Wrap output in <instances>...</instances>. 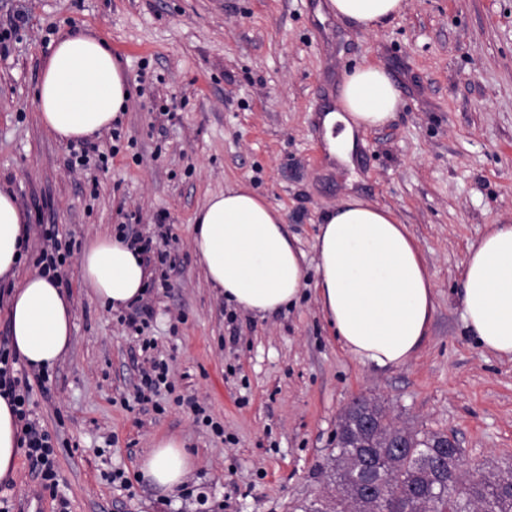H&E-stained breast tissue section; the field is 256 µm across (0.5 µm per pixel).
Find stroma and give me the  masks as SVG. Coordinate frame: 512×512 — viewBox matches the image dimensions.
I'll use <instances>...</instances> for the list:
<instances>
[{"mask_svg": "<svg viewBox=\"0 0 512 512\" xmlns=\"http://www.w3.org/2000/svg\"><path fill=\"white\" fill-rule=\"evenodd\" d=\"M326 0H0V26L26 24L0 56V189L30 214L28 252L6 287L35 275L43 225L72 244L60 271L74 308L71 343L34 387L54 439L56 492L25 456L0 478L13 512H292L327 495L344 409L377 400L397 424L451 433L472 464H512V358L480 348L463 317L468 246L512 221V0H405L368 32ZM106 40L131 96L117 130L94 138L107 162L73 166L77 143L40 122L34 93L52 45L73 29ZM382 67L401 106L331 155L317 109L342 76ZM243 186L283 214L306 254L299 302L261 317L208 283L193 218ZM394 211L435 281V311L415 358L361 363L321 314L316 237L348 196ZM174 239L142 335L93 301L78 275L86 243L132 224ZM154 340L153 353L141 349ZM169 368L155 407L136 401L148 356ZM177 436L194 465L163 494L140 471L155 439ZM123 480H115V472Z\"/></svg>", "mask_w": 512, "mask_h": 512, "instance_id": "stroma-1", "label": "stroma"}]
</instances>
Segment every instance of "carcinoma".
Segmentation results:
<instances>
[{
    "label": "carcinoma",
    "instance_id": "obj_1",
    "mask_svg": "<svg viewBox=\"0 0 512 512\" xmlns=\"http://www.w3.org/2000/svg\"><path fill=\"white\" fill-rule=\"evenodd\" d=\"M364 410L373 422V431L362 436L366 447L397 455L389 476L373 482L370 508L375 512H512V480L497 473L481 480L478 467H464L462 449L441 447L445 434L398 426L374 401H364ZM356 420L351 412L342 417L345 439L332 449L330 481L335 494L302 512H353L352 481L345 463L356 449Z\"/></svg>",
    "mask_w": 512,
    "mask_h": 512
}]
</instances>
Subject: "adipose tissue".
<instances>
[{
    "instance_id": "ef3b65f1",
    "label": "adipose tissue",
    "mask_w": 512,
    "mask_h": 512,
    "mask_svg": "<svg viewBox=\"0 0 512 512\" xmlns=\"http://www.w3.org/2000/svg\"><path fill=\"white\" fill-rule=\"evenodd\" d=\"M404 0H329L336 17L373 30L401 14ZM127 85L111 52L83 30L60 37L46 61L35 106L58 139L76 141L107 129L127 99ZM399 94L386 72L367 63L343 79L336 110L323 118L329 145L347 158L353 132L384 126L397 112ZM28 217L15 197L0 191V277L13 274L25 254ZM193 249L213 287L227 303L265 316L298 301L305 253L289 237L279 209L241 187L211 195L194 218ZM315 283L325 320L347 353L381 367L410 362L433 317L435 283L407 226L395 213L348 199L329 212L316 238ZM78 273L90 296L114 310L140 297L146 268L109 235L92 240ZM464 320L479 346L512 357V224H495L471 244L464 261ZM8 318L21 360L52 368L70 343L73 308L61 288L37 275L9 299ZM20 426L0 396V478L15 470ZM190 469L182 443L159 439L141 470L153 484L176 490Z\"/></svg>"
}]
</instances>
